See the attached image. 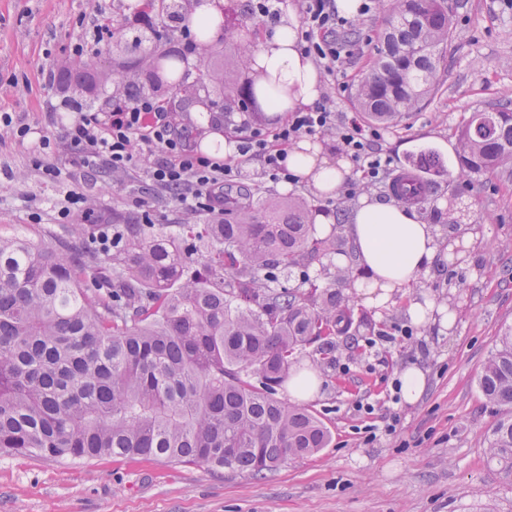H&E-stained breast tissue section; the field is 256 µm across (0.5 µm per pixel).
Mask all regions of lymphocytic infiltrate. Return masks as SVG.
Instances as JSON below:
<instances>
[{
	"instance_id": "1",
	"label": "lymphocytic infiltrate",
	"mask_w": 512,
	"mask_h": 512,
	"mask_svg": "<svg viewBox=\"0 0 512 512\" xmlns=\"http://www.w3.org/2000/svg\"><path fill=\"white\" fill-rule=\"evenodd\" d=\"M347 20L336 11V0H305L300 25L302 50L330 76L344 75L346 43L337 40V30ZM240 127L250 134L237 146L243 156L263 162L270 180H288L285 150L304 135L335 131L345 154L361 177L374 181L390 164L375 150L380 133L361 119L339 118L331 102L317 104L305 112L290 113L274 130L250 126L248 112H241ZM68 149L88 166L105 161L113 171H142L153 184L174 191L178 205L190 213L215 212L224 204V187L237 180L241 168L234 159L217 160L194 152L185 136L176 133L173 119L158 101L141 97L118 103L109 112H78L65 129Z\"/></svg>"
}]
</instances>
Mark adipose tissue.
<instances>
[{"label":"adipose tissue","mask_w":512,"mask_h":512,"mask_svg":"<svg viewBox=\"0 0 512 512\" xmlns=\"http://www.w3.org/2000/svg\"><path fill=\"white\" fill-rule=\"evenodd\" d=\"M249 64L252 72L278 78L288 86L287 99L275 101L273 111L305 109L323 93L317 67L300 49L295 11L283 13L271 34L255 43ZM286 152L287 168L295 178L321 197L339 194L349 172L342 157L332 156L321 143L307 140L287 147ZM344 220L361 272L354 286L375 307L396 302L403 290L412 287L440 258L434 227L415 208L364 195Z\"/></svg>","instance_id":"adipose-tissue-1"}]
</instances>
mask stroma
Returning a JSON list of instances; mask_svg holds the SVG:
<instances>
[{
    "instance_id": "35a3bbf8",
    "label": "stroma",
    "mask_w": 512,
    "mask_h": 512,
    "mask_svg": "<svg viewBox=\"0 0 512 512\" xmlns=\"http://www.w3.org/2000/svg\"><path fill=\"white\" fill-rule=\"evenodd\" d=\"M126 2L0 0V114L29 130L23 139L0 133V236L55 242L71 239L79 228L139 224L147 217L157 225L223 222L218 212H185L170 191L140 173L119 175L102 162L87 167L60 149L70 102L108 112L119 98L114 83L85 91L60 76L78 61L96 71L112 67L113 40L86 46L87 30L100 12L121 34L142 29ZM448 3L455 33L442 52L436 90L418 110L381 126L377 146L391 157L393 174L420 151L436 152L438 163L427 173L432 189L420 206L427 223H446L447 210L436 204L451 198L470 215L463 223L472 233L465 257L439 261L408 291L409 298L450 305L454 326L415 322L406 300L379 312L353 297L354 315L364 321L356 331L360 350L350 353L337 338L335 365L320 371L317 391L302 402L330 430V443L265 477L143 458L0 457V512H512V477L500 474L486 454L498 410L477 386L501 330L512 325V175L474 174L461 186L449 179L459 164L462 118L512 100V0ZM350 50L346 76L321 78L325 97L347 116L356 110L359 74L376 54L367 39ZM198 103L206 119L196 118ZM198 103L176 114L192 147H199L207 125L241 137L224 121L240 102L216 79L206 78ZM43 137L54 151L40 150ZM42 161L63 166L62 182L44 178ZM241 166V187L296 194L319 210L350 209L365 193L391 198L383 185H360L354 173L346 179L350 191L326 199L305 183L269 180L259 159H242ZM69 189L81 192L87 204L63 220L58 207ZM411 366L424 376L422 396L412 404L393 400L394 384ZM362 403L372 404L373 412L359 411ZM392 415L397 423L388 432Z\"/></svg>"
}]
</instances>
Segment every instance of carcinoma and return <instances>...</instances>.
Returning <instances> with one entry per match:
<instances>
[{"label": "carcinoma", "instance_id": "obj_1", "mask_svg": "<svg viewBox=\"0 0 512 512\" xmlns=\"http://www.w3.org/2000/svg\"><path fill=\"white\" fill-rule=\"evenodd\" d=\"M150 12L184 21L180 0H148ZM393 30L380 40L374 77L355 101L375 124L412 112L436 90L440 48L454 21L447 0H391ZM237 31V65L224 63V89L254 111L287 95L278 81L239 82L257 32L224 10ZM179 51L125 67L118 90L129 99L169 89ZM148 84L138 82L141 69ZM83 89L95 78L78 65L64 73ZM460 176L512 169V109L473 112L461 122ZM390 191L425 201L412 172ZM303 197L265 198L232 222L206 225L207 237L163 226L122 224L110 260L63 251L26 236L0 238V457L87 460L143 457L203 463L261 477L315 455L331 434L310 410L276 397L313 345V366L336 363V335L353 324L350 299L331 285L308 289V270L326 271L336 236L316 235ZM300 284L282 285L295 272ZM501 410L488 430V455L512 475V326L498 336L477 378Z\"/></svg>", "mask_w": 512, "mask_h": 512}]
</instances>
